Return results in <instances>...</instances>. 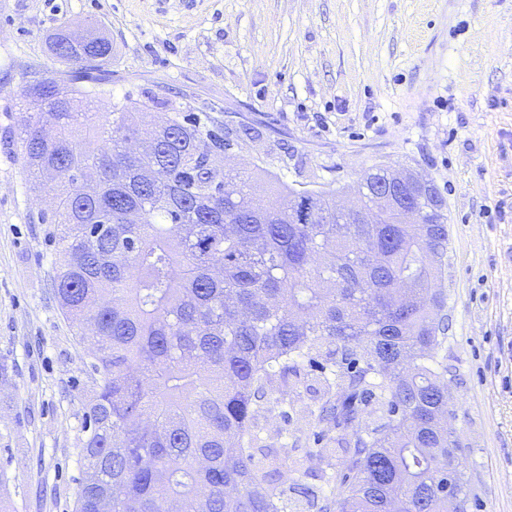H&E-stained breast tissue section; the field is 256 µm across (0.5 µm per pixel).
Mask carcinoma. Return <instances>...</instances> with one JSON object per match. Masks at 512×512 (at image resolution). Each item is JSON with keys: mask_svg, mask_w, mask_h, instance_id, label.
<instances>
[{"mask_svg": "<svg viewBox=\"0 0 512 512\" xmlns=\"http://www.w3.org/2000/svg\"><path fill=\"white\" fill-rule=\"evenodd\" d=\"M68 38L51 50L76 68L24 87L16 136L33 180L60 183L54 290L102 378L76 512H285L307 470L282 441L257 458L255 421L304 362L323 384L315 420L344 449L336 497L311 492L317 512H467L439 360L449 238L435 189L413 191V221L392 208L360 224L330 189L224 167L230 143L196 119L169 117L132 151L150 108L92 111L112 43ZM393 175L363 171L361 207ZM374 410L382 421L361 427Z\"/></svg>", "mask_w": 512, "mask_h": 512, "instance_id": "cac0c4a2", "label": "carcinoma"}]
</instances>
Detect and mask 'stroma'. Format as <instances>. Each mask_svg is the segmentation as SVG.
Listing matches in <instances>:
<instances>
[{"instance_id": "stroma-1", "label": "stroma", "mask_w": 512, "mask_h": 512, "mask_svg": "<svg viewBox=\"0 0 512 512\" xmlns=\"http://www.w3.org/2000/svg\"><path fill=\"white\" fill-rule=\"evenodd\" d=\"M112 42L113 103L184 108L217 127L260 129L226 163L298 190L351 188L375 164L440 189L448 214L450 424L472 479L468 512H512V0H6L0 6V506L74 512L84 412L100 378L55 297L56 183L33 186L15 138L31 70L60 78L58 29ZM306 384L259 417L301 462L316 440ZM336 470L313 464L288 512H317Z\"/></svg>"}]
</instances>
